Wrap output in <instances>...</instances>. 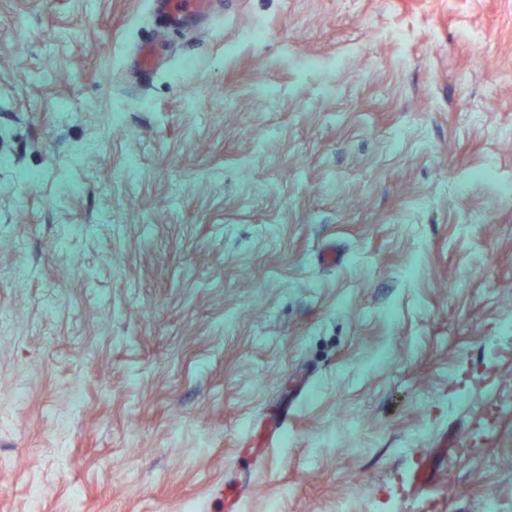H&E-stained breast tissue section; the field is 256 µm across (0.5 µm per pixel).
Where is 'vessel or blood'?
Listing matches in <instances>:
<instances>
[{"mask_svg":"<svg viewBox=\"0 0 512 512\" xmlns=\"http://www.w3.org/2000/svg\"><path fill=\"white\" fill-rule=\"evenodd\" d=\"M152 14L150 33L137 45L135 67L141 84H149L157 75L160 59L158 44L175 30L197 20L208 18L213 9L212 0H149ZM288 423L287 413L273 417L257 435H249L246 446L259 449L261 456H268L277 448ZM437 472L428 457H421L411 480L410 495L416 496L433 487Z\"/></svg>","mask_w":512,"mask_h":512,"instance_id":"obj_1","label":"vessel or blood"}]
</instances>
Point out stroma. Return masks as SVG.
Masks as SVG:
<instances>
[{
  "label": "stroma",
  "instance_id": "stroma-1",
  "mask_svg": "<svg viewBox=\"0 0 512 512\" xmlns=\"http://www.w3.org/2000/svg\"><path fill=\"white\" fill-rule=\"evenodd\" d=\"M149 24L0 0V512H512V0ZM152 14L150 33L137 45L135 67L141 84H149L158 74L160 59L158 44L175 30L196 20L208 18L212 0H150ZM288 423V411L273 417L265 428L257 436L251 434L246 438L245 446L251 448H261L257 457H267L270 452L277 448L284 436ZM436 482L437 471L430 463L428 457L422 455L412 476L409 495H419L430 487H433Z\"/></svg>",
  "mask_w": 512,
  "mask_h": 512
}]
</instances>
